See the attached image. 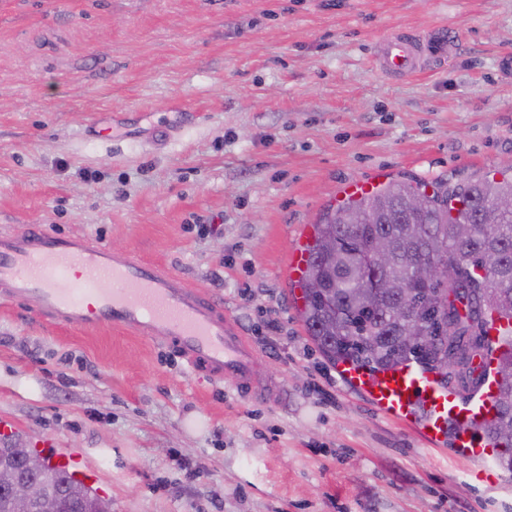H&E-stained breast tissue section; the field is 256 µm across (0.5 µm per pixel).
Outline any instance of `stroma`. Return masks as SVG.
Returning <instances> with one entry per match:
<instances>
[{
    "mask_svg": "<svg viewBox=\"0 0 512 512\" xmlns=\"http://www.w3.org/2000/svg\"><path fill=\"white\" fill-rule=\"evenodd\" d=\"M438 27L457 39L431 70L376 68L379 41ZM508 53L512 0H0V233L164 266L223 302L275 390L0 300L13 442L77 450L112 512H512V472L474 481L343 385L288 277L351 186L512 169Z\"/></svg>",
    "mask_w": 512,
    "mask_h": 512,
    "instance_id": "stroma-1",
    "label": "stroma"
}]
</instances>
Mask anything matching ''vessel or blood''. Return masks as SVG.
Returning <instances> with one entry per match:
<instances>
[{
	"mask_svg": "<svg viewBox=\"0 0 512 512\" xmlns=\"http://www.w3.org/2000/svg\"><path fill=\"white\" fill-rule=\"evenodd\" d=\"M448 29L412 37L394 34L383 43L380 68L388 75L431 66L448 51ZM0 298L54 324L125 328L172 342L194 372L236 383L259 398L270 392L256 378L255 353L221 303L182 285L157 265L120 256L80 235H61L36 226L0 233ZM341 375L384 414L403 419L434 445L454 437L468 457L482 460L478 480L498 482L487 460L493 449L474 432L496 413L498 385L486 379L475 398L461 401L435 372L407 364L372 374L349 365ZM50 439H42L48 448ZM50 451V449H49ZM50 464L80 480L91 478L79 454L50 451Z\"/></svg>",
	"mask_w": 512,
	"mask_h": 512,
	"instance_id": "obj_1",
	"label": "vessel or blood"
}]
</instances>
